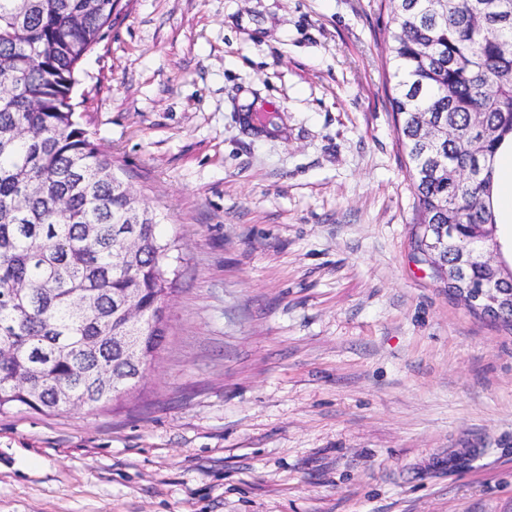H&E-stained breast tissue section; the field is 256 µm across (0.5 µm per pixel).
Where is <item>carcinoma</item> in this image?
<instances>
[{
  "mask_svg": "<svg viewBox=\"0 0 512 512\" xmlns=\"http://www.w3.org/2000/svg\"><path fill=\"white\" fill-rule=\"evenodd\" d=\"M116 0H0V414L57 415L112 401L137 374L118 336L155 356L173 291L156 215L87 137L73 90ZM397 131L418 203V250L456 249L497 225V149L512 137V0H390ZM457 174L442 176L439 161ZM482 170L465 183L461 176ZM479 262L458 295L479 288ZM124 299L141 311L116 313Z\"/></svg>",
  "mask_w": 512,
  "mask_h": 512,
  "instance_id": "1",
  "label": "carcinoma"
}]
</instances>
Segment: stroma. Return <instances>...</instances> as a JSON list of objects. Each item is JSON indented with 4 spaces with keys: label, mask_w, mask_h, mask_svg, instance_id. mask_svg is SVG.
<instances>
[{
    "label": "stroma",
    "mask_w": 512,
    "mask_h": 512,
    "mask_svg": "<svg viewBox=\"0 0 512 512\" xmlns=\"http://www.w3.org/2000/svg\"><path fill=\"white\" fill-rule=\"evenodd\" d=\"M381 0H118L73 97L157 211L146 376L0 414V512H512V330L418 254Z\"/></svg>",
    "instance_id": "obj_1"
}]
</instances>
